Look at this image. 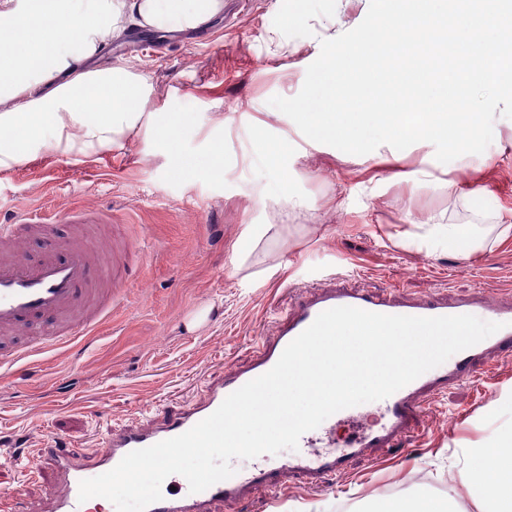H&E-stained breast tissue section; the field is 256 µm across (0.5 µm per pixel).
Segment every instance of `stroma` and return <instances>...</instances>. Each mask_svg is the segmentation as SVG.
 Segmentation results:
<instances>
[{"label":"stroma","mask_w":512,"mask_h":512,"mask_svg":"<svg viewBox=\"0 0 512 512\" xmlns=\"http://www.w3.org/2000/svg\"><path fill=\"white\" fill-rule=\"evenodd\" d=\"M279 8L278 0H227L213 27L171 40L135 29L113 42V62L152 77L155 108L186 114L175 148L141 135L121 152L80 162L47 153L0 176V225L21 214L94 211L103 234L136 252L143 271L121 284L111 320L27 357L0 382V490L22 487L19 512H45L56 473L46 465L25 481L10 464L12 449L32 452L58 434L91 464L120 427H155L188 410L228 371L247 367L260 338L275 336L286 313L273 305L277 291L377 293L400 283L414 298L512 302V238L464 259L424 226L435 216L475 223L465 198L475 189L487 205L512 209V119L498 118L485 166L452 190L440 181L411 187L374 154L314 142L269 100L285 85L300 91L326 20L312 19L311 36L279 50L271 41ZM260 129L286 147L285 174L255 155ZM219 142L224 169L213 175L205 165ZM275 193L299 199L301 217L318 223L288 219L262 239L249 268L235 270L232 242L245 225L266 223L259 201ZM405 231L408 242L396 245L394 234ZM204 308L206 322L189 328ZM426 414L428 435L394 450L392 467L368 455L352 460L335 488L280 478L278 510L250 494L215 502L211 512H387L417 493L477 512L456 472L471 450L512 428V353L488 355L474 380L449 384Z\"/></svg>","instance_id":"35a3bbf8"}]
</instances>
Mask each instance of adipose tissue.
I'll return each mask as SVG.
<instances>
[{
    "label": "adipose tissue",
    "mask_w": 512,
    "mask_h": 512,
    "mask_svg": "<svg viewBox=\"0 0 512 512\" xmlns=\"http://www.w3.org/2000/svg\"><path fill=\"white\" fill-rule=\"evenodd\" d=\"M224 0H0V174L44 151L75 161L124 148L139 134L174 144L177 115L148 111L150 76L108 63L128 25L161 34L221 22ZM488 224H445L448 250L468 257L488 235L512 236V215ZM494 458L473 451L458 475L478 512H512V431L499 432Z\"/></svg>",
    "instance_id": "ef3b65f1"
}]
</instances>
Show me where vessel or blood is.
I'll use <instances>...</instances> for the list:
<instances>
[{
  "instance_id": "b4317fda",
  "label": "vessel or blood",
  "mask_w": 512,
  "mask_h": 512,
  "mask_svg": "<svg viewBox=\"0 0 512 512\" xmlns=\"http://www.w3.org/2000/svg\"><path fill=\"white\" fill-rule=\"evenodd\" d=\"M44 239L38 260L25 258L29 238ZM99 252L57 237L49 224L0 225V378L9 377L13 366L44 348L66 342L75 331L88 332L105 323L120 299L113 295L96 298L98 279L110 278ZM352 306L387 315L437 317L470 314L482 320L500 323L499 331L480 343L450 357L386 399L341 410L318 428L304 433L297 450L283 454H264L237 467L235 474L208 489L190 492L187 480L169 476L162 489V500L151 504L147 512H198L206 502L242 492L274 493L277 478L283 473L301 475L308 480L342 478L347 463L363 456L366 449L399 446L404 439L425 435L421 393L444 388L448 381L472 379L474 367L490 349L512 348V308L487 302L450 304L437 299L397 301L386 293L341 288L314 299H301L292 306L279 336L273 342H258L256 361L246 370L229 373L207 399L190 412L168 420L161 428L132 431L108 440L106 451L94 466L73 463L77 452L57 437H50L45 448L29 454L26 478L39 474L44 464L54 465L64 477L62 489L47 488L54 512H89L87 503L78 499L79 484L112 470L128 453L176 437L212 414L232 392L269 371L285 347L308 328L323 311ZM362 422L342 450H325L336 426Z\"/></svg>"
}]
</instances>
